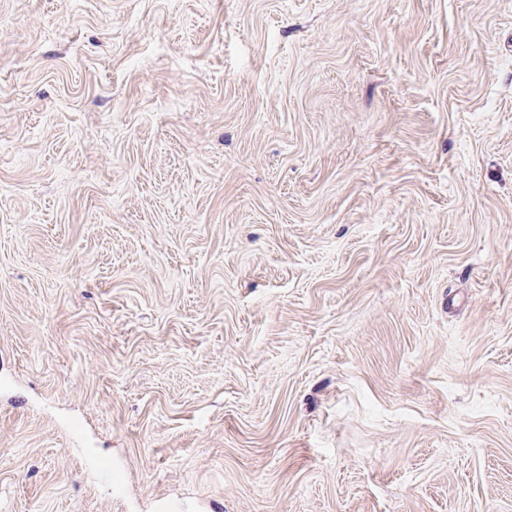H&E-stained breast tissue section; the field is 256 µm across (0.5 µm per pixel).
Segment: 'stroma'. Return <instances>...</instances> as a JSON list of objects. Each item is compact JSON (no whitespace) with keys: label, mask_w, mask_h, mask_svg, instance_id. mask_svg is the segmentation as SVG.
Wrapping results in <instances>:
<instances>
[{"label":"stroma","mask_w":512,"mask_h":512,"mask_svg":"<svg viewBox=\"0 0 512 512\" xmlns=\"http://www.w3.org/2000/svg\"><path fill=\"white\" fill-rule=\"evenodd\" d=\"M167 502L512 512V0H0V512Z\"/></svg>","instance_id":"35a3bbf8"}]
</instances>
